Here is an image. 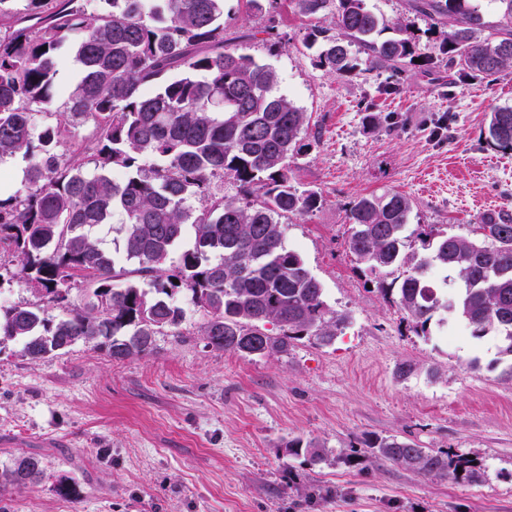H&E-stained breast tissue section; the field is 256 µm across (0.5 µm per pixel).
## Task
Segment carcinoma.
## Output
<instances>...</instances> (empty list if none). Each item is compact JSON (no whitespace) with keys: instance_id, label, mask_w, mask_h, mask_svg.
I'll return each mask as SVG.
<instances>
[{"instance_id":"obj_1","label":"carcinoma","mask_w":512,"mask_h":512,"mask_svg":"<svg viewBox=\"0 0 512 512\" xmlns=\"http://www.w3.org/2000/svg\"><path fill=\"white\" fill-rule=\"evenodd\" d=\"M0 30V160L28 159L24 182L0 198V282L22 275L33 300L0 306V341L21 343L29 360L60 354L78 343L125 361L152 350L154 336L179 330L185 292L204 317L201 333L215 350L274 357L293 341L331 345L347 323L324 299L321 283L301 254L285 243L280 220L316 210L320 192L300 190L291 163L309 144L310 116L275 93L277 74L240 44L224 39V0H104L86 14L83 0H27ZM308 21L306 44L321 43L318 65L339 76L365 71L403 78L414 59L484 78L512 69V0H495L496 35L471 0H422L419 12L440 31L437 55L420 52L408 25L381 20L365 0H292ZM448 30H443V27ZM81 33L74 61L81 68L55 104L57 54ZM47 50H41V47ZM38 113L56 124L33 134ZM93 121L92 137L57 151L72 130ZM487 142L512 151V107L490 112ZM90 157L96 172L83 171ZM115 168L124 171L113 181ZM237 188L229 196L215 178ZM205 200L194 209L192 198ZM411 201L400 193L364 196L348 209L347 246L377 291L394 300L417 335H430L436 313L459 319L475 339L497 341L503 374L512 378V216H484L472 236L408 231ZM119 216L127 270L94 230ZM195 246L167 268L184 225ZM421 242L411 248L410 238ZM453 275V294L440 295L428 278ZM87 292L81 307L70 293ZM72 312L57 319L49 310ZM374 457L430 478H474L472 461L426 450L409 439L369 437ZM286 448L311 462L325 444L292 440ZM42 470L24 457L6 470L24 486Z\"/></svg>"}]
</instances>
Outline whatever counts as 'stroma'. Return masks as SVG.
Wrapping results in <instances>:
<instances>
[{"instance_id": "1", "label": "stroma", "mask_w": 512, "mask_h": 512, "mask_svg": "<svg viewBox=\"0 0 512 512\" xmlns=\"http://www.w3.org/2000/svg\"><path fill=\"white\" fill-rule=\"evenodd\" d=\"M366 4L433 52L438 36L409 0ZM265 21L244 0L224 2L225 38H242L310 116L311 147L290 176L323 201L282 231L346 327L329 346L301 340L245 358L208 347L202 314L181 294L180 335L156 336L153 351L123 362L83 344L31 361L18 342L0 343V470L24 456L43 469L0 495L7 512H512V380L495 365L494 340L411 332L357 272L346 220L354 200L389 190L411 199V224L461 236L512 212V152L484 141L488 113L512 106V70L492 81L413 66L390 93L384 76L318 66L309 22L291 7L280 10L279 41L257 38ZM369 112L396 128L371 126ZM443 116L451 134L438 140ZM405 362L416 370L402 379ZM369 434L473 457L479 476L431 479L379 461L358 449ZM295 438L324 442L327 461L287 454Z\"/></svg>"}]
</instances>
